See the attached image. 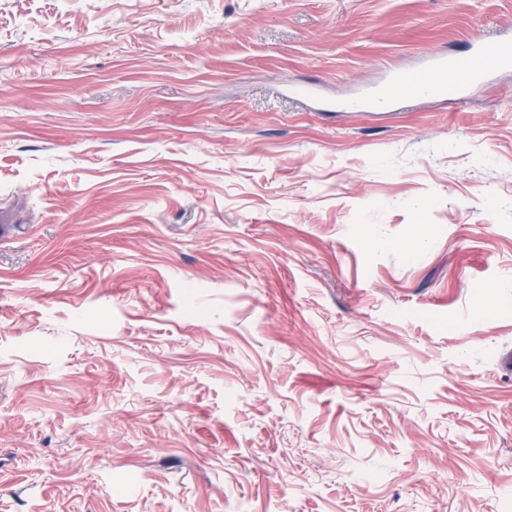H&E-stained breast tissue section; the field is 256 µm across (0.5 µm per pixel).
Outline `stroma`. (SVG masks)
I'll use <instances>...</instances> for the list:
<instances>
[{
	"label": "stroma",
	"mask_w": 512,
	"mask_h": 512,
	"mask_svg": "<svg viewBox=\"0 0 512 512\" xmlns=\"http://www.w3.org/2000/svg\"><path fill=\"white\" fill-rule=\"evenodd\" d=\"M512 0H0V512H512V69L346 110Z\"/></svg>",
	"instance_id": "stroma-1"
}]
</instances>
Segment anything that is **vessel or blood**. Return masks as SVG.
<instances>
[{"label":"vessel or blood","mask_w":512,"mask_h":512,"mask_svg":"<svg viewBox=\"0 0 512 512\" xmlns=\"http://www.w3.org/2000/svg\"><path fill=\"white\" fill-rule=\"evenodd\" d=\"M512 68V50L496 40L482 42L469 56L431 55L419 70H396L376 95L366 96L364 111L375 109L376 100L393 102L432 89L437 95L464 98L468 87L480 82L490 70Z\"/></svg>","instance_id":"obj_1"}]
</instances>
